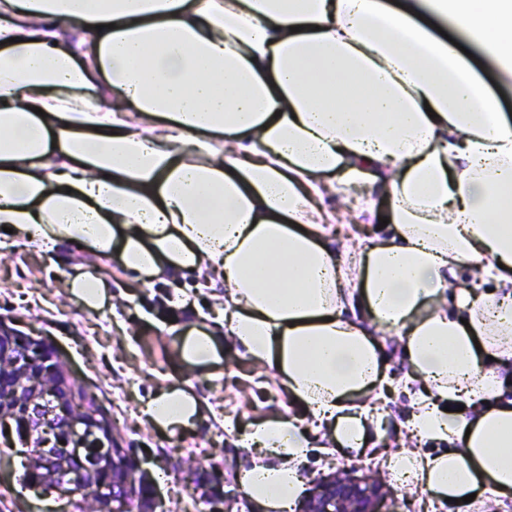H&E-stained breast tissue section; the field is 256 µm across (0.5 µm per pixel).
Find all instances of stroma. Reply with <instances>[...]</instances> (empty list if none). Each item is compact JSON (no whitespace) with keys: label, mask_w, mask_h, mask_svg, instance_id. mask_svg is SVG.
<instances>
[{"label":"stroma","mask_w":512,"mask_h":512,"mask_svg":"<svg viewBox=\"0 0 512 512\" xmlns=\"http://www.w3.org/2000/svg\"><path fill=\"white\" fill-rule=\"evenodd\" d=\"M90 255L70 245L48 253L20 243L0 244V318L15 328L50 340L64 354L76 383L94 392L112 418L124 447L147 452L150 477L165 501L167 512L197 489L189 468L216 462L223 466L228 491L240 492L238 476L245 465L239 438L248 423L289 404L269 375L241 359L225 356L217 364L182 377L171 345L172 331L197 322L199 314L215 315L219 300L211 289L183 281L133 287L118 267H110L112 298L98 312L84 310L58 286L63 273L86 264ZM176 382L201 399V419L185 434L163 435L147 424L143 404L163 385ZM350 464L370 475L388 491L379 512H418L409 487L390 482L378 457L347 460L340 451L312 453L304 467L306 478L328 473L333 464ZM21 467L0 440V512H55L58 503L37 500L19 479Z\"/></svg>","instance_id":"1"}]
</instances>
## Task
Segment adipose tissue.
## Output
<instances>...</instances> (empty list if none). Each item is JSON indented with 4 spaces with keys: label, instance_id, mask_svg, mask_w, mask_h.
I'll return each mask as SVG.
<instances>
[{
    "label": "adipose tissue",
    "instance_id": "obj_1",
    "mask_svg": "<svg viewBox=\"0 0 512 512\" xmlns=\"http://www.w3.org/2000/svg\"><path fill=\"white\" fill-rule=\"evenodd\" d=\"M467 45L512 80V0H0V228L91 255L62 281L90 312L110 263L218 277L183 370L229 346L301 409L241 437L259 512H296L315 449L375 448L392 338L417 445L382 455L389 479L483 512L512 491V124ZM357 185L389 222L339 251L325 201ZM142 413L175 436L202 408L170 384Z\"/></svg>",
    "mask_w": 512,
    "mask_h": 512
}]
</instances>
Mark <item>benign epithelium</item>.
Segmentation results:
<instances>
[{"label":"benign epithelium","mask_w":512,"mask_h":512,"mask_svg":"<svg viewBox=\"0 0 512 512\" xmlns=\"http://www.w3.org/2000/svg\"><path fill=\"white\" fill-rule=\"evenodd\" d=\"M10 337L6 350L25 352L27 335L17 332L0 319V337ZM15 369L14 380L0 384V398L16 400V411L0 417L1 420L19 419L27 427H35L39 444L28 448L24 456L44 463L63 460L74 461L77 466L46 474L40 484V492L46 496L57 495L67 499L70 506H80L81 512H99L102 501L108 500L112 512H130L132 497L115 494L109 486L93 490L85 484V476L99 469L107 460L121 458L137 473H144L139 459L129 449L122 447L112 431L108 419L91 423L84 410L67 400L66 389L58 375L71 376L59 352L52 348L50 355L42 361L35 373L20 367V362L11 364ZM65 444H60V441ZM385 491L377 482H368L348 474L339 468L334 473L313 479V493L306 500L301 512H377L376 504ZM207 503V512H228L225 495L215 497L209 487H204L200 496Z\"/></svg>","instance_id":"obj_1"}]
</instances>
